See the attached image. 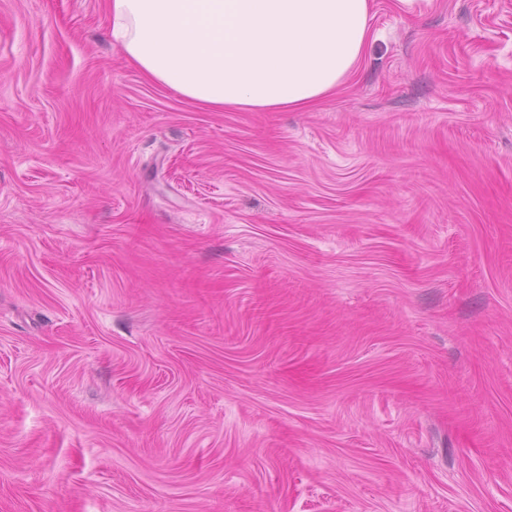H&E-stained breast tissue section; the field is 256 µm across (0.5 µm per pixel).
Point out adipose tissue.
Wrapping results in <instances>:
<instances>
[{
    "label": "adipose tissue",
    "mask_w": 512,
    "mask_h": 512,
    "mask_svg": "<svg viewBox=\"0 0 512 512\" xmlns=\"http://www.w3.org/2000/svg\"><path fill=\"white\" fill-rule=\"evenodd\" d=\"M111 34L150 82L200 107L301 111L363 61L372 0H107Z\"/></svg>",
    "instance_id": "ef3b65f1"
}]
</instances>
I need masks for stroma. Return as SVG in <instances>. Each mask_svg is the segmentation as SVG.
<instances>
[{
	"instance_id": "1",
	"label": "stroma",
	"mask_w": 512,
	"mask_h": 512,
	"mask_svg": "<svg viewBox=\"0 0 512 512\" xmlns=\"http://www.w3.org/2000/svg\"><path fill=\"white\" fill-rule=\"evenodd\" d=\"M0 0V512H512V0H372L309 111Z\"/></svg>"
}]
</instances>
